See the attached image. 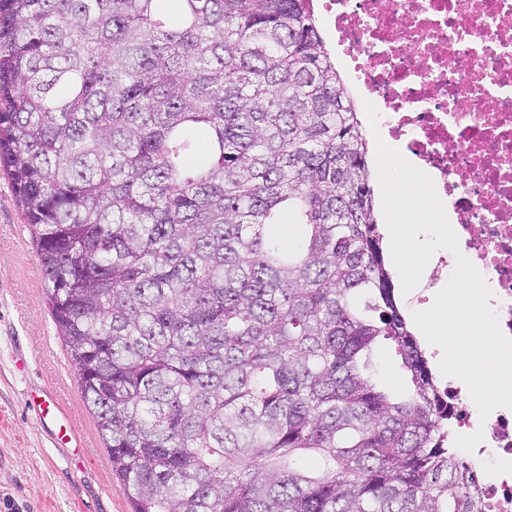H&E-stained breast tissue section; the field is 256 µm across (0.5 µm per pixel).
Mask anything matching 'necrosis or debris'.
<instances>
[{
	"label": "necrosis or debris",
	"mask_w": 512,
	"mask_h": 512,
	"mask_svg": "<svg viewBox=\"0 0 512 512\" xmlns=\"http://www.w3.org/2000/svg\"><path fill=\"white\" fill-rule=\"evenodd\" d=\"M317 19L379 131L433 179L512 338V0H319ZM438 391L455 434H483L461 457L479 512H512V409L483 418L456 383Z\"/></svg>",
	"instance_id": "necrosis-or-debris-1"
}]
</instances>
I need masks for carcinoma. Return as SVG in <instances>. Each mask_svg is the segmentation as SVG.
<instances>
[{
  "mask_svg": "<svg viewBox=\"0 0 512 512\" xmlns=\"http://www.w3.org/2000/svg\"><path fill=\"white\" fill-rule=\"evenodd\" d=\"M158 2L0 0V168L132 512H474L312 0ZM373 376L377 382L393 390L401 391L406 385L404 372L388 343L379 344L375 351Z\"/></svg>",
  "mask_w": 512,
  "mask_h": 512,
  "instance_id": "obj_1",
  "label": "carcinoma"
}]
</instances>
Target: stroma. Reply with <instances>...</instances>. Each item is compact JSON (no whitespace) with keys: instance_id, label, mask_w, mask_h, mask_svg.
Masks as SVG:
<instances>
[{"instance_id":"stroma-1","label":"stroma","mask_w":512,"mask_h":512,"mask_svg":"<svg viewBox=\"0 0 512 512\" xmlns=\"http://www.w3.org/2000/svg\"><path fill=\"white\" fill-rule=\"evenodd\" d=\"M36 262L23 212L0 173V512H131L56 339L43 284L27 276ZM46 336L56 339L49 357L40 349ZM57 392L88 449L59 446L54 420L29 404L32 396Z\"/></svg>"}]
</instances>
